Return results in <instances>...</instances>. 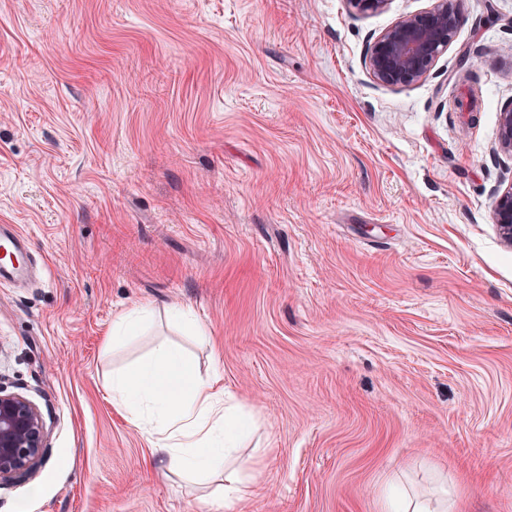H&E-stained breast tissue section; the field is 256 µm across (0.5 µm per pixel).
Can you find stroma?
Instances as JSON below:
<instances>
[{
  "mask_svg": "<svg viewBox=\"0 0 512 512\" xmlns=\"http://www.w3.org/2000/svg\"><path fill=\"white\" fill-rule=\"evenodd\" d=\"M432 0H0V377L41 409L29 512H201L148 465L112 373L162 341L258 419L241 512H383L391 485L512 512V0H464L447 52L376 83L371 42ZM146 306L140 335L111 342ZM181 307L200 340L171 316ZM498 149L512 158V103L500 111ZM492 221L501 240L512 247V184L497 195L492 210ZM26 236L14 224L0 223V286L5 287L26 270Z\"/></svg>",
  "mask_w": 512,
  "mask_h": 512,
  "instance_id": "obj_1",
  "label": "stroma"
}]
</instances>
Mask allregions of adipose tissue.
I'll return each mask as SVG.
<instances>
[{"mask_svg":"<svg viewBox=\"0 0 512 512\" xmlns=\"http://www.w3.org/2000/svg\"><path fill=\"white\" fill-rule=\"evenodd\" d=\"M110 389L113 405L146 436L164 471L192 481L223 474L206 512H234L259 495L262 453L230 459L256 420L225 390L220 373L198 375L177 348L162 343L134 368L113 373Z\"/></svg>","mask_w":512,"mask_h":512,"instance_id":"1","label":"adipose tissue"}]
</instances>
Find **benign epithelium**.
I'll use <instances>...</instances> for the list:
<instances>
[{"label":"benign epithelium","mask_w":512,"mask_h":512,"mask_svg":"<svg viewBox=\"0 0 512 512\" xmlns=\"http://www.w3.org/2000/svg\"><path fill=\"white\" fill-rule=\"evenodd\" d=\"M462 0H433L426 11L407 14L369 45L365 67L379 84L410 85L424 77L447 52L461 21ZM359 13H379L389 0H348ZM498 149L512 157V103L500 111ZM492 221L512 247V184L496 197ZM47 428L40 408L0 386V486L36 478L47 453Z\"/></svg>","instance_id":"obj_1"}]
</instances>
